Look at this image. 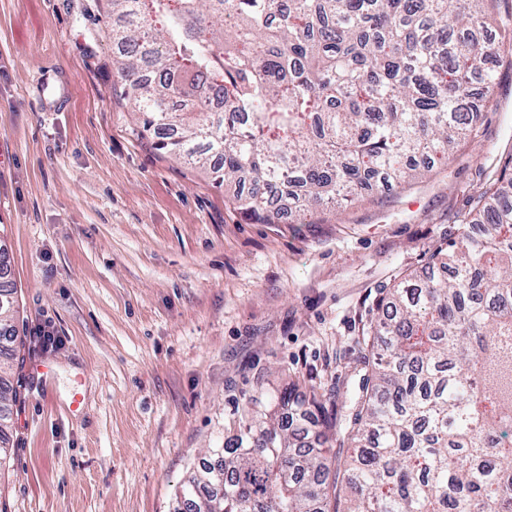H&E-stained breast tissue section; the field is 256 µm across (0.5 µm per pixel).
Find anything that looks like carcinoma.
<instances>
[{"label":"carcinoma","mask_w":512,"mask_h":512,"mask_svg":"<svg viewBox=\"0 0 512 512\" xmlns=\"http://www.w3.org/2000/svg\"><path fill=\"white\" fill-rule=\"evenodd\" d=\"M112 72L157 149L247 175L234 203L258 221L375 196L432 171L476 124L471 77L492 94L486 0H110ZM512 166L425 278L390 289L349 411L316 395L265 396L237 438L180 485L177 512H512ZM15 287L0 284V460L20 392L11 382ZM355 444L330 473L324 444ZM350 496L337 507L342 489Z\"/></svg>","instance_id":"obj_1"}]
</instances>
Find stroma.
<instances>
[{"label":"stroma","instance_id":"1","mask_svg":"<svg viewBox=\"0 0 512 512\" xmlns=\"http://www.w3.org/2000/svg\"><path fill=\"white\" fill-rule=\"evenodd\" d=\"M497 78L411 188L260 224L143 132L108 0H0V244L25 328L0 512H173L254 396L349 398L383 291L427 274L512 160V66Z\"/></svg>","mask_w":512,"mask_h":512}]
</instances>
